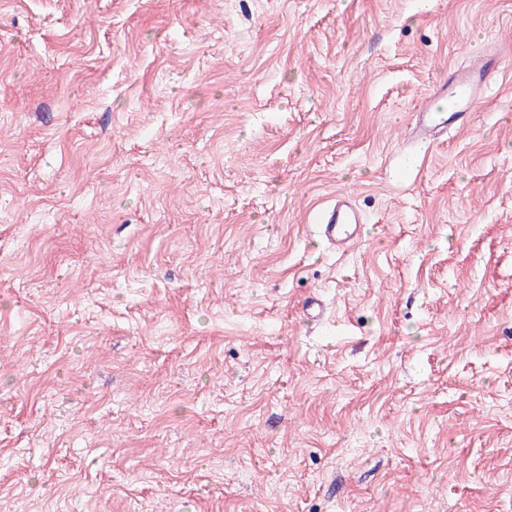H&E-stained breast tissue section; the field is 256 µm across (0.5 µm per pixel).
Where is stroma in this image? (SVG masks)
Listing matches in <instances>:
<instances>
[{"label":"stroma","instance_id":"1","mask_svg":"<svg viewBox=\"0 0 512 512\" xmlns=\"http://www.w3.org/2000/svg\"><path fill=\"white\" fill-rule=\"evenodd\" d=\"M0 512H512V0H0ZM498 56L485 48L474 64L449 69L448 83L436 87L416 109L409 129L413 149L420 145L430 148L443 133L469 122L484 97L492 75L500 68ZM317 228L328 247L344 251L357 238L362 224L359 213L348 193L336 195V199L324 206L317 217Z\"/></svg>","mask_w":512,"mask_h":512}]
</instances>
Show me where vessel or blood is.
Wrapping results in <instances>:
<instances>
[{
  "instance_id": "1",
  "label": "vessel or blood",
  "mask_w": 512,
  "mask_h": 512,
  "mask_svg": "<svg viewBox=\"0 0 512 512\" xmlns=\"http://www.w3.org/2000/svg\"><path fill=\"white\" fill-rule=\"evenodd\" d=\"M498 69L497 54L489 49L483 50L474 64L450 69L447 83L436 87L418 106L409 129L411 145L434 146L449 129L466 125ZM317 221L321 238L338 251L354 242L361 223L346 193L324 206Z\"/></svg>"
}]
</instances>
